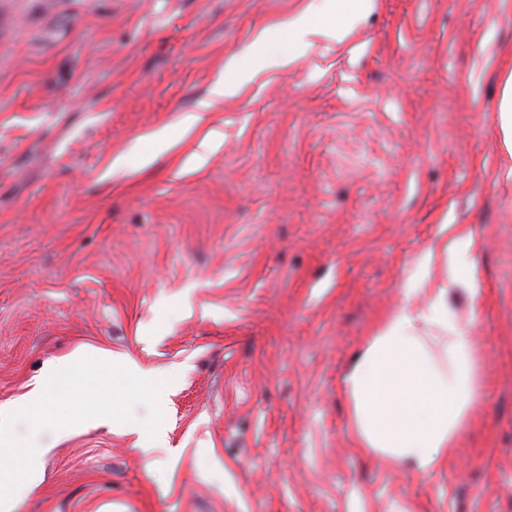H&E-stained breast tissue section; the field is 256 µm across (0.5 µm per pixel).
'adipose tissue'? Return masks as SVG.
Returning <instances> with one entry per match:
<instances>
[{
    "mask_svg": "<svg viewBox=\"0 0 512 512\" xmlns=\"http://www.w3.org/2000/svg\"><path fill=\"white\" fill-rule=\"evenodd\" d=\"M372 0H333L322 16L303 12L289 27L294 47L315 38L343 40L339 15L367 10ZM358 447L426 473L463 431L481 397L476 348L448 315V291L428 310L403 304L391 312L343 377Z\"/></svg>",
    "mask_w": 512,
    "mask_h": 512,
    "instance_id": "1",
    "label": "adipose tissue"
}]
</instances>
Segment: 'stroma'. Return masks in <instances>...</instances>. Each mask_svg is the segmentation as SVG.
<instances>
[{"mask_svg":"<svg viewBox=\"0 0 512 512\" xmlns=\"http://www.w3.org/2000/svg\"><path fill=\"white\" fill-rule=\"evenodd\" d=\"M307 6L0 0V407L81 346L166 385L153 446L41 430L12 512H512V0H374L280 66ZM440 287L482 400L416 476L342 379ZM499 112L503 144L509 156H512V73L504 81Z\"/></svg>","mask_w":512,"mask_h":512,"instance_id":"obj_1","label":"stroma"}]
</instances>
